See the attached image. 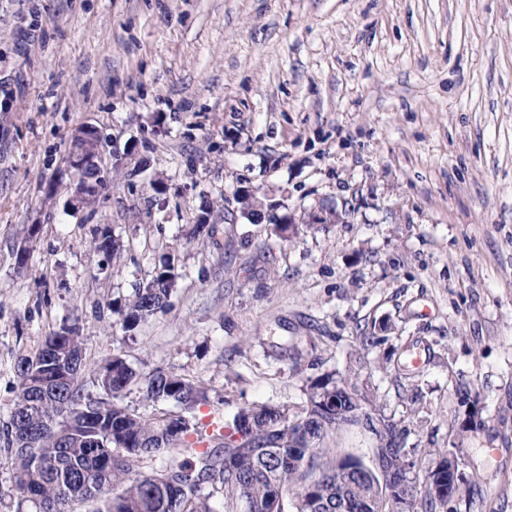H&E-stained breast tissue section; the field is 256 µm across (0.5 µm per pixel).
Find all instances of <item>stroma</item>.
I'll use <instances>...</instances> for the list:
<instances>
[{
  "label": "stroma",
  "instance_id": "stroma-1",
  "mask_svg": "<svg viewBox=\"0 0 512 512\" xmlns=\"http://www.w3.org/2000/svg\"><path fill=\"white\" fill-rule=\"evenodd\" d=\"M83 124L112 183L75 213ZM241 186L344 218L283 241ZM165 255L175 290L126 335ZM74 324L90 362L200 386L202 422L344 377L419 468L457 460L446 512H512V0H0V427L17 359ZM325 445L366 459L376 435ZM236 199L240 204V212L244 218H249L252 224H275L270 222V216L265 210L264 203L257 196L256 191L247 187H240L236 191ZM267 220L268 222H265Z\"/></svg>",
  "mask_w": 512,
  "mask_h": 512
}]
</instances>
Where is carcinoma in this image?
Returning <instances> with one entry per match:
<instances>
[{
  "mask_svg": "<svg viewBox=\"0 0 512 512\" xmlns=\"http://www.w3.org/2000/svg\"><path fill=\"white\" fill-rule=\"evenodd\" d=\"M95 250L111 258L117 243L108 229L92 241ZM174 265L167 261L125 303L122 327L134 331L141 322L167 305L176 285ZM59 357L74 362L77 374L67 384L37 393L34 357L16 364V400L4 425L7 445L13 447L21 428L37 434L36 453L16 452L14 486L35 512H76L79 503L97 501L98 512H270L277 492L288 493L285 512H309L304 484L314 475L320 512H336V491L346 490L350 512H365L373 499L377 512H395L383 490L369 477L349 470V456L327 455L321 447L330 432L360 420L356 407L343 396L339 418L323 413L325 399L347 382L330 376L313 383L307 397L290 413L269 404L240 409L226 421H192L189 413L203 397L193 382L157 370L144 377L127 360L114 355L98 368L84 362L77 326L63 327L45 337ZM92 385L94 390L87 389ZM140 387L145 411L138 413L120 397ZM174 401L184 413L170 414L157 403ZM377 448L404 465L408 451L404 430L393 422L376 430ZM300 449L306 467L288 468V453ZM164 457L146 474L147 459Z\"/></svg>",
  "mask_w": 512,
  "mask_h": 512,
  "instance_id": "carcinoma-1",
  "label": "carcinoma"
}]
</instances>
